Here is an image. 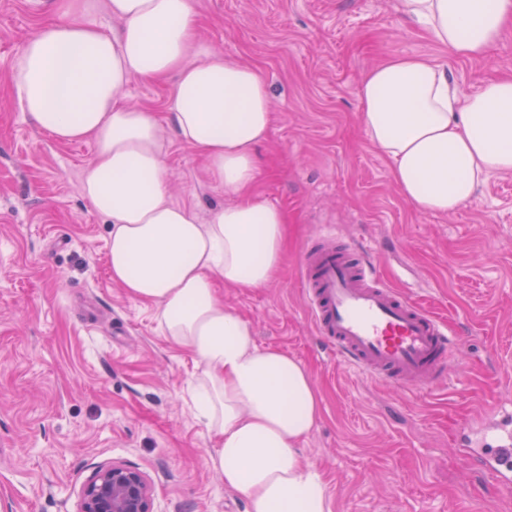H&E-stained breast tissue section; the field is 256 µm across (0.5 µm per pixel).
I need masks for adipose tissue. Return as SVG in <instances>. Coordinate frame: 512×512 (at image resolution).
<instances>
[{"label":"adipose tissue","mask_w":512,"mask_h":512,"mask_svg":"<svg viewBox=\"0 0 512 512\" xmlns=\"http://www.w3.org/2000/svg\"><path fill=\"white\" fill-rule=\"evenodd\" d=\"M65 9L86 21L26 41L16 95L58 142L93 143L82 189L111 222L110 275L155 308L166 341L194 360L197 417L215 439L208 463L248 512H332L321 473L301 452L321 413L308 370L260 345L253 325L216 297L219 282L265 287L282 264L288 214L254 195L263 175L257 149L272 124L266 79L196 42L192 0H106L122 22L115 34L91 19L85 0ZM398 10L463 58L486 56L512 24V0H399ZM169 75L178 137L234 197L205 220L170 201L162 126L125 94L133 79ZM358 98L360 125L417 210L456 212L491 174L512 172V79L470 94L446 66L402 55L369 69Z\"/></svg>","instance_id":"ef3b65f1"}]
</instances>
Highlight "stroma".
Listing matches in <instances>:
<instances>
[{
    "label": "stroma",
    "mask_w": 512,
    "mask_h": 512,
    "mask_svg": "<svg viewBox=\"0 0 512 512\" xmlns=\"http://www.w3.org/2000/svg\"><path fill=\"white\" fill-rule=\"evenodd\" d=\"M193 2L198 42L267 80L272 125L256 194L289 220L277 279L217 296L251 320L261 345L308 369L321 418L303 454L332 512H512V492L467 460L459 430L512 412V173L490 176L455 213L419 211L357 119L363 74L395 55L446 65L468 93L512 76V28L470 60L403 23L396 0ZM63 18L62 0H0V512H77L82 483L112 460L149 476L155 512H248L206 462L214 441L188 394L192 358L111 278L110 222L81 186L93 145L56 141L19 106V52ZM170 90L136 78L126 95L164 129L171 201L204 215L229 198L177 137ZM331 231L372 242L381 282L462 336L449 381L408 393L326 349L299 269L307 244Z\"/></svg>",
    "instance_id": "obj_1"
}]
</instances>
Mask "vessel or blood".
Returning a JSON list of instances; mask_svg holds the SVG:
<instances>
[{
	"label": "vessel or blood",
	"mask_w": 512,
	"mask_h": 512,
	"mask_svg": "<svg viewBox=\"0 0 512 512\" xmlns=\"http://www.w3.org/2000/svg\"><path fill=\"white\" fill-rule=\"evenodd\" d=\"M367 247L311 243L300 267L311 318L337 358L395 388L421 392L452 374L460 338L447 323L379 281ZM468 456L504 489L512 488V435Z\"/></svg>",
	"instance_id": "b4317fda"
}]
</instances>
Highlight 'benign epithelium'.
I'll list each match as a JSON object with an SVG mask.
<instances>
[{"label": "benign epithelium", "instance_id": "obj_1", "mask_svg": "<svg viewBox=\"0 0 512 512\" xmlns=\"http://www.w3.org/2000/svg\"><path fill=\"white\" fill-rule=\"evenodd\" d=\"M78 512H154L152 485L135 466L102 464L81 487Z\"/></svg>", "mask_w": 512, "mask_h": 512}]
</instances>
